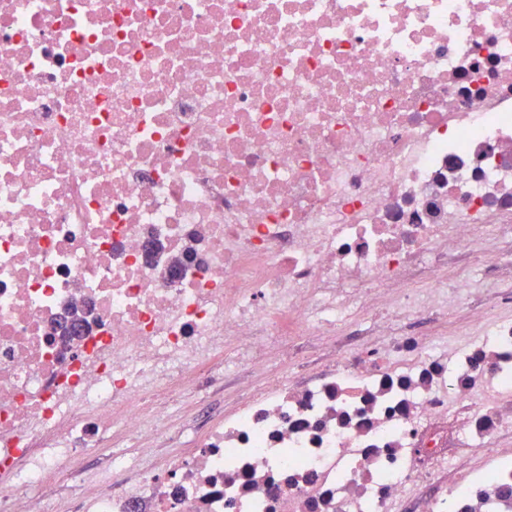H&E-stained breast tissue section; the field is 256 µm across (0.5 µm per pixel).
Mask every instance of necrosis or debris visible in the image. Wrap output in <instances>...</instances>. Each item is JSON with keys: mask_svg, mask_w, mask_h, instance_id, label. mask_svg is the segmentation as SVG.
I'll use <instances>...</instances> for the list:
<instances>
[{"mask_svg": "<svg viewBox=\"0 0 512 512\" xmlns=\"http://www.w3.org/2000/svg\"><path fill=\"white\" fill-rule=\"evenodd\" d=\"M490 307L512 0H0V512L66 477L84 512H512V318L421 332ZM470 327V323L466 316L462 313H456L454 311L448 314V318L445 322L441 323L437 326H430L426 329V332L429 336H447L448 338L459 337L454 336L461 331L468 329ZM288 370V353L272 356L267 362L263 373H252L245 380L246 385L256 386L261 384L267 377ZM224 402L223 400H219L217 397L209 394L206 395L202 400L196 404L188 408L183 416H177L173 420V429L172 435L177 436L181 435L184 430L183 425L186 424V420L192 418H198V422H202L198 428V435H200L204 430L205 426H203L208 420L216 418L218 415L224 414ZM194 437L186 433L169 446L158 447L155 449L152 462L157 466H162L168 462L170 456L183 451L184 448H193Z\"/></svg>", "mask_w": 512, "mask_h": 512, "instance_id": "4bbe7bcc", "label": "necrosis or debris"}]
</instances>
